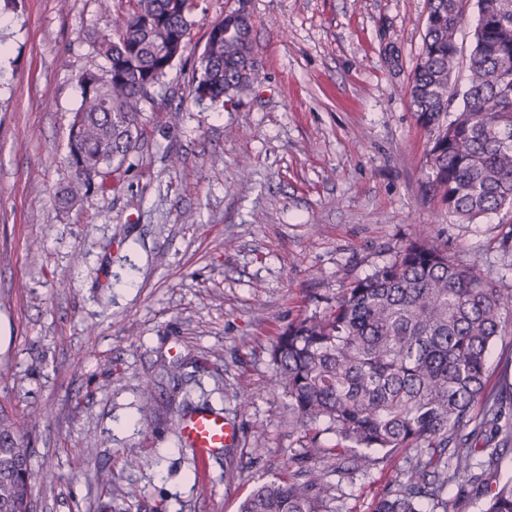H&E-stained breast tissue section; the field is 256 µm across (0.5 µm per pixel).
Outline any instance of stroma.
I'll use <instances>...</instances> for the list:
<instances>
[{
    "instance_id": "35a3bbf8",
    "label": "stroma",
    "mask_w": 512,
    "mask_h": 512,
    "mask_svg": "<svg viewBox=\"0 0 512 512\" xmlns=\"http://www.w3.org/2000/svg\"><path fill=\"white\" fill-rule=\"evenodd\" d=\"M129 7L0 10V408L59 476L37 512H239L258 481L308 466L311 441L335 442L293 424L276 336L425 225L512 287V210L457 224L425 191L408 91L427 0H248L251 89L196 101L184 56L142 106L130 171L60 209L77 77L103 67L95 38ZM202 408L240 431L204 463L178 434ZM414 455L317 465L336 512H373Z\"/></svg>"
}]
</instances>
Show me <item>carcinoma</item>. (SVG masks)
I'll return each mask as SVG.
<instances>
[{"instance_id":"cac0c4a2","label":"carcinoma","mask_w":512,"mask_h":512,"mask_svg":"<svg viewBox=\"0 0 512 512\" xmlns=\"http://www.w3.org/2000/svg\"><path fill=\"white\" fill-rule=\"evenodd\" d=\"M213 24L197 59L192 94L215 108L248 91L255 78L246 0ZM476 6L478 23L459 89L457 34ZM194 0H133L96 40L102 70L78 75L65 158L73 178L58 195L73 207L124 166L136 148L141 108L191 45ZM416 122L428 131L426 186L457 224L512 209V0H428L422 52L410 88ZM512 325V288L461 261L429 228L401 243L375 272L334 305L288 324L272 346L273 385L286 392L293 423H328L333 448L369 467L402 448L418 454L374 512H448L452 482L483 504L512 512V476L498 461L512 443V391L486 387L492 344ZM482 418L473 422L475 404ZM20 430L0 419V512H17L54 472L31 464ZM328 472L286 470L259 483L240 512H333ZM431 509L423 510V502Z\"/></svg>"}]
</instances>
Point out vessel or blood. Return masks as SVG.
Listing matches in <instances>:
<instances>
[{
	"mask_svg": "<svg viewBox=\"0 0 512 512\" xmlns=\"http://www.w3.org/2000/svg\"><path fill=\"white\" fill-rule=\"evenodd\" d=\"M238 440V429L226 421L223 413L201 409L181 419V445L191 449L197 457L207 458L218 454L222 449L235 446Z\"/></svg>",
	"mask_w": 512,
	"mask_h": 512,
	"instance_id": "b4317fda",
	"label": "vessel or blood"
}]
</instances>
